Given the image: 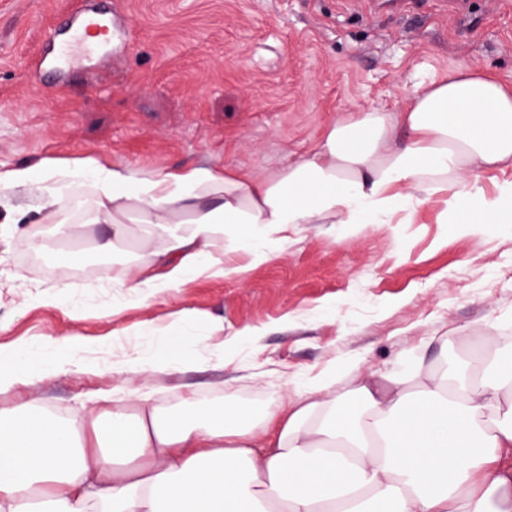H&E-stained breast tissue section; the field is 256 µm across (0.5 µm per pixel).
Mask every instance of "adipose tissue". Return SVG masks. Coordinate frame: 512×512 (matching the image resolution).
Instances as JSON below:
<instances>
[{"label":"adipose tissue","instance_id":"adipose-tissue-1","mask_svg":"<svg viewBox=\"0 0 512 512\" xmlns=\"http://www.w3.org/2000/svg\"><path fill=\"white\" fill-rule=\"evenodd\" d=\"M512 84L478 67L415 85L393 111L348 112L304 154L255 174L214 165L136 173L102 164L18 166L0 188L34 196L58 239L108 224L95 249L120 251L126 218L142 223L136 262L119 275L159 293L201 276L241 274L244 253L288 244L303 224L412 221L443 196L440 223L484 231L512 224ZM92 177L95 206L81 224L55 223L53 179ZM177 325L141 370L200 366ZM479 381L417 364L364 378L345 406L323 397L335 378L298 387L288 413L185 400L163 415L146 393L106 412L85 434L39 406L0 411V512H512V350L488 355ZM62 363L22 344L0 350V392ZM265 425L263 442L254 431Z\"/></svg>","mask_w":512,"mask_h":512}]
</instances>
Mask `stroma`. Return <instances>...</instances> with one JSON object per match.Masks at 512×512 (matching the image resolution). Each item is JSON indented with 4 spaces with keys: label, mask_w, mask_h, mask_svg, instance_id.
I'll list each match as a JSON object with an SVG mask.
<instances>
[{
    "label": "stroma",
    "mask_w": 512,
    "mask_h": 512,
    "mask_svg": "<svg viewBox=\"0 0 512 512\" xmlns=\"http://www.w3.org/2000/svg\"><path fill=\"white\" fill-rule=\"evenodd\" d=\"M110 22L102 47L80 69L47 59L37 88L25 82L43 36H68L72 0H0V170L85 159L137 172L210 164L252 173L309 149L345 112L394 109L423 80L480 66L512 81V9L497 0H94ZM139 33L126 41V28ZM440 201L410 224H304L288 245L245 278H199L157 294L106 279L137 250L140 226L112 257L90 240L27 250L0 235V347L30 344L68 369L0 393V411L49 408L83 430L104 410L97 394L152 392L162 410L186 393L210 404L282 409L297 383L333 370L343 397L349 374H402L414 357L467 360L473 371L512 346V224L471 234L441 224ZM46 292L59 307L39 301ZM223 337L208 335L211 320ZM179 321L200 355L227 342L223 360L182 371L113 374L136 359L154 331ZM254 336L238 340V330ZM90 346L67 357L58 337Z\"/></svg>",
    "instance_id": "stroma-1"
}]
</instances>
